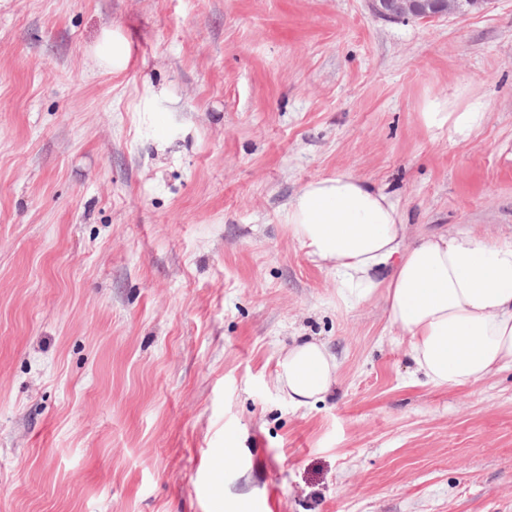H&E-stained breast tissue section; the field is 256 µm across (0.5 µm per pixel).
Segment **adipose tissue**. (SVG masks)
<instances>
[{"label":"adipose tissue","instance_id":"adipose-tissue-1","mask_svg":"<svg viewBox=\"0 0 512 512\" xmlns=\"http://www.w3.org/2000/svg\"><path fill=\"white\" fill-rule=\"evenodd\" d=\"M423 120L466 140L485 106L434 101ZM283 219L312 260L335 272L345 301L383 296L424 384L469 387L512 365V237L459 229L407 239L398 199L345 172L307 182ZM337 371L323 344L304 340L279 360L276 378L289 401L307 406L333 391Z\"/></svg>","mask_w":512,"mask_h":512}]
</instances>
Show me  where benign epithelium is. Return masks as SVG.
Listing matches in <instances>:
<instances>
[{
  "instance_id": "benign-epithelium-1",
  "label": "benign epithelium",
  "mask_w": 512,
  "mask_h": 512,
  "mask_svg": "<svg viewBox=\"0 0 512 512\" xmlns=\"http://www.w3.org/2000/svg\"><path fill=\"white\" fill-rule=\"evenodd\" d=\"M494 0H371L373 13L389 21L409 19L429 22L442 17L464 16L483 10Z\"/></svg>"
}]
</instances>
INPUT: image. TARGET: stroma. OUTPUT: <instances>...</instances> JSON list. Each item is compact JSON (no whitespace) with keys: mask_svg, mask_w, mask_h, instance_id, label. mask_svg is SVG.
I'll return each instance as SVG.
<instances>
[{"mask_svg":"<svg viewBox=\"0 0 512 512\" xmlns=\"http://www.w3.org/2000/svg\"><path fill=\"white\" fill-rule=\"evenodd\" d=\"M451 99L468 140L422 120ZM336 172L408 237H511L512 0H0V512H512V366L419 383L284 223ZM300 340L338 372L297 408ZM494 0H372L373 13L389 21L409 19L429 22L442 17L464 16L483 10ZM95 54L102 65L119 74L128 69L131 61L130 45L125 35L112 29L106 32L95 48ZM423 120L430 129H441L448 125L451 137L466 140L486 121L485 106L480 101L468 103L464 107L450 100L448 104L433 101L423 112ZM336 357L321 343L296 342L279 360L277 382L288 400L307 406L324 400L336 384Z\"/></svg>","mask_w":512,"mask_h":512,"instance_id":"35a3bbf8","label":"stroma"}]
</instances>
